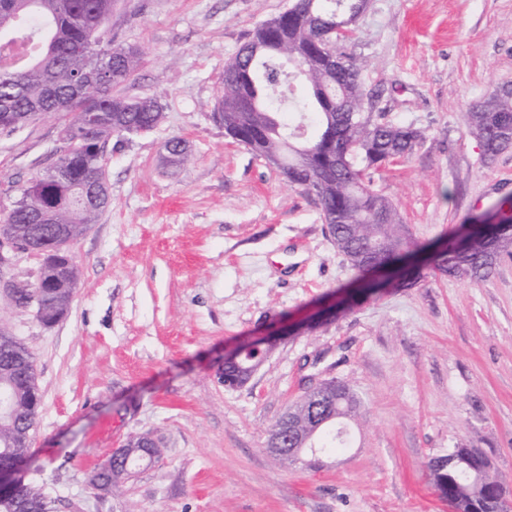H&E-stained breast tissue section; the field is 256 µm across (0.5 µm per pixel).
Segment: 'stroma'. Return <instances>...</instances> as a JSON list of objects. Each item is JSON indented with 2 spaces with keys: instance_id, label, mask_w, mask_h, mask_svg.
Masks as SVG:
<instances>
[{
  "instance_id": "obj_1",
  "label": "stroma",
  "mask_w": 512,
  "mask_h": 512,
  "mask_svg": "<svg viewBox=\"0 0 512 512\" xmlns=\"http://www.w3.org/2000/svg\"><path fill=\"white\" fill-rule=\"evenodd\" d=\"M289 0H115L117 43L140 51L115 86L155 97L150 134L106 148L110 205L73 246L77 288L53 326L0 297V327L36 358L29 480L56 512H448L431 458L480 449L512 503V257L489 278L436 273L338 307L353 273L314 196L225 137L211 112L225 61ZM344 49L384 121L422 138L373 178L419 243L512 197V150L484 163L474 104L512 85V0H369ZM65 118L0 133V212L60 155ZM181 139L183 162L164 144ZM279 344L247 384L224 356ZM362 401L331 466L281 463L272 424L320 379ZM153 461L111 491L91 474L132 436Z\"/></svg>"
}]
</instances>
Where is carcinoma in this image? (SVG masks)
I'll list each match as a JSON object with an SVG mask.
<instances>
[{"label": "carcinoma", "instance_id": "obj_1", "mask_svg": "<svg viewBox=\"0 0 512 512\" xmlns=\"http://www.w3.org/2000/svg\"><path fill=\"white\" fill-rule=\"evenodd\" d=\"M113 0H0V54L16 46L29 47L33 64L0 69V115L13 121L1 132L43 114L64 113L62 139L73 150L60 156L57 166L67 170L69 188L57 189L54 180L37 176L19 200L0 216L8 230L40 224L37 245L47 249L40 275L69 284L60 276L63 254L54 250V224L97 223L108 207V196L90 197L84 183L107 179L105 150L112 138L129 131H153L163 106L155 97L112 94L137 69L140 52L133 46L105 45L96 39L108 26ZM361 14L360 0H292L288 16L275 26L258 25L238 53L224 65L222 95L212 119L224 133L241 132L239 143L255 156L272 162L288 182L316 197L336 249L348 259L354 279L370 283L382 270L395 266L409 244L393 204L372 189V174L383 165L407 157L421 139L410 126L378 119L364 106L360 66L334 43L339 28L354 32ZM334 46L342 62L332 69L318 44ZM470 129L480 141L482 157L492 162L512 149V90L502 88L469 115ZM498 206L500 222L471 249V260L455 261L458 237L444 238L433 251L435 268L474 280L489 277L497 261L512 257V215ZM240 360L253 363L262 356L252 340L236 347ZM25 360L15 372V384L36 386L32 352L22 343H0V369ZM361 400L345 382L329 387L288 407L272 425L273 438L288 424L308 438L306 464L324 467L321 454L332 444H345L347 421L357 415ZM36 410L26 407L15 420L0 421V463L10 460L18 434L35 425ZM476 448H454L446 462L431 460L435 488L451 512H509L505 492Z\"/></svg>", "mask_w": 512, "mask_h": 512}]
</instances>
